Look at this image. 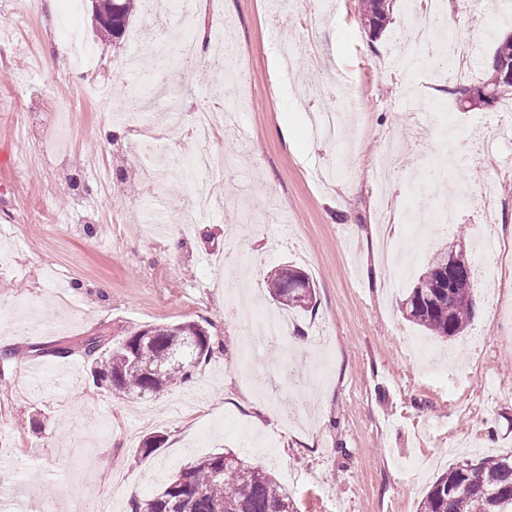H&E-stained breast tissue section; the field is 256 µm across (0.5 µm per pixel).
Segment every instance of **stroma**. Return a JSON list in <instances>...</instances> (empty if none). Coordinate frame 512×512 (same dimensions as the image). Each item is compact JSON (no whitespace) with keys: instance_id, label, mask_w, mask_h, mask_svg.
I'll list each match as a JSON object with an SVG mask.
<instances>
[{"instance_id":"obj_1","label":"stroma","mask_w":512,"mask_h":512,"mask_svg":"<svg viewBox=\"0 0 512 512\" xmlns=\"http://www.w3.org/2000/svg\"><path fill=\"white\" fill-rule=\"evenodd\" d=\"M66 0H0V53L21 38L31 53L0 61V152L13 155L0 191V242L11 260L0 267V512H36L52 487L57 512L80 488L97 512L112 498L130 512L195 459L232 450L268 470L289 492L297 512H418L428 488L448 467L512 453V144L506 160L473 161L475 191L498 203L492 226L476 223V199L460 203L449 229L407 222L431 212L433 200L412 187L410 171L457 194L448 156L467 154L466 134L494 125L512 95L493 103L462 102L448 91V60L421 62L414 86L440 122L400 108L404 87L387 65L404 37L406 0H393L391 20L373 34L360 0H300L295 13L273 0L204 4L197 30L232 23L242 85L224 92V75L200 52L174 74L179 112L231 111L233 122L212 140L223 156L213 174L217 193L238 208L242 222L228 233L223 214H195L175 171L136 175L137 135L127 115L131 84L124 75L134 53L129 38L96 41L92 67L51 63L64 38ZM28 13L25 29L16 14ZM448 27L471 33V86L491 83L499 41L512 37V15L476 12L447 0ZM322 39L310 47L307 26ZM298 48L281 62L276 36ZM344 85L362 112L351 139L336 147L315 132L318 103L302 98L306 82ZM63 113L69 145L51 136L49 115ZM336 165L339 177L312 179L314 168ZM423 240L425 257L397 288H389L383 239ZM481 260L475 316L461 336L441 340L404 319L401 304L426 258L454 244ZM240 255L260 308L273 303L261 287L284 265L309 272L314 312L288 313V335L303 349L268 348L259 388L240 376L248 325L229 321L231 301L208 288L215 264ZM72 285L74 311L59 321L53 292ZM36 302L26 328L15 308ZM193 322L217 348L176 384L137 399L97 387L79 345L105 336L122 342L148 325ZM66 346L70 353L54 356ZM45 373L33 378L29 363ZM275 406L292 427L262 420ZM167 441L152 455L141 448L150 430Z\"/></svg>"}]
</instances>
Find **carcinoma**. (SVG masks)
<instances>
[{
	"label": "carcinoma",
	"instance_id": "obj_1",
	"mask_svg": "<svg viewBox=\"0 0 512 512\" xmlns=\"http://www.w3.org/2000/svg\"><path fill=\"white\" fill-rule=\"evenodd\" d=\"M146 0H95L96 36L121 38ZM363 14L378 30L389 23L391 0H362ZM454 265L473 280V265L463 248ZM447 270L432 257L402 304L404 318L434 336L460 335L474 310L468 298L448 301ZM266 288L281 305L300 311L315 307L308 275L282 266L267 277ZM214 350L204 328L191 322L145 326L111 348L93 370L96 384L144 398L178 381L185 383ZM131 512H296L294 501L271 473L233 451L199 458L165 480L157 492L131 503ZM419 512H512V455L457 463L439 476L419 504Z\"/></svg>",
	"mask_w": 512,
	"mask_h": 512
}]
</instances>
